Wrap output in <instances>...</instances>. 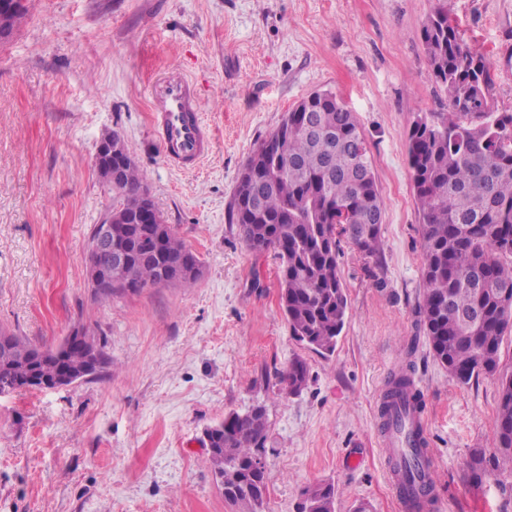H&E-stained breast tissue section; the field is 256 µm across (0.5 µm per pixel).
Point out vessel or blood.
<instances>
[{
  "label": "vessel or blood",
  "instance_id": "b4317fda",
  "mask_svg": "<svg viewBox=\"0 0 512 512\" xmlns=\"http://www.w3.org/2000/svg\"><path fill=\"white\" fill-rule=\"evenodd\" d=\"M153 124L164 160L180 169L198 167L210 154L212 139L199 112L193 83L179 70H167L150 90ZM403 428L392 426L380 433V446L389 472V480L404 512H434L435 495L414 498L404 492L397 465L409 450V434L422 431L424 415L412 403L400 408Z\"/></svg>",
  "mask_w": 512,
  "mask_h": 512
}]
</instances>
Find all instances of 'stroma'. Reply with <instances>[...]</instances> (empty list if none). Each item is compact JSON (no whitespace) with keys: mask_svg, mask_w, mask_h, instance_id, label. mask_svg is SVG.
I'll list each match as a JSON object with an SVG mask.
<instances>
[{"mask_svg":"<svg viewBox=\"0 0 512 512\" xmlns=\"http://www.w3.org/2000/svg\"><path fill=\"white\" fill-rule=\"evenodd\" d=\"M0 41V327L54 346L82 323L106 341L109 372L0 397V512H237L206 460L204 431L262 403L266 512H299L315 482L336 512H399L375 408L410 368L427 418L436 512H512V459L474 479L470 453L495 441L498 380L462 385L421 328L424 248L406 160L418 114L446 111L421 43L444 7L491 63L512 113V0H24ZM175 67L200 89L213 147L193 171L163 159L150 124L153 79ZM330 91L357 115L384 202L380 259L342 243L349 316L335 353L290 334L277 263L228 222L255 144L302 98ZM119 131L166 223L202 262L189 286L93 301L86 247L112 206L95 168ZM304 358L307 387L277 372ZM309 380V368L305 360L296 356L288 365V369L277 377V384L281 390L287 394H299L306 386ZM288 382V389L285 386Z\"/></svg>","mask_w":512,"mask_h":512,"instance_id":"stroma-1","label":"stroma"}]
</instances>
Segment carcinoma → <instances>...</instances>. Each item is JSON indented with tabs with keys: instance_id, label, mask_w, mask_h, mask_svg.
I'll use <instances>...</instances> for the list:
<instances>
[{
	"instance_id": "cac0c4a2",
	"label": "carcinoma",
	"mask_w": 512,
	"mask_h": 512,
	"mask_svg": "<svg viewBox=\"0 0 512 512\" xmlns=\"http://www.w3.org/2000/svg\"><path fill=\"white\" fill-rule=\"evenodd\" d=\"M20 5L0 16L11 35L24 16ZM424 52L448 111L425 112L406 134L407 164L421 220L425 288L421 325L433 356L456 381L468 385L482 374L499 375L495 452L482 448L469 469L480 476L498 455H512V372L500 370L504 335L512 329V113L498 110L490 95L491 64L468 42L448 12L436 8L422 28ZM311 112L290 110L277 129L248 156L228 209L229 223L253 251L273 252L279 261L281 308L291 336L321 357L336 351L348 316V297L339 274L340 238L370 257L381 253L384 208L357 116L328 91L301 99ZM319 128L314 140L306 124ZM119 181L112 185V209L134 215L154 206L144 175L128 147ZM154 223L133 224L121 237L127 261L121 279L136 290L192 284L201 262L174 226L153 210ZM30 344L0 328V378L19 388L32 377L51 378L63 366L74 372L87 363L74 348L57 359L51 347ZM309 380L305 360L296 356L277 377L281 390L300 393ZM389 383L388 398L422 405L411 373ZM267 414L262 405L232 411L206 429L207 460L239 512H265L267 474L253 468L262 454ZM419 452L405 461V478L430 490L432 473L422 474ZM303 509L335 512L331 483L307 486Z\"/></svg>"
}]
</instances>
